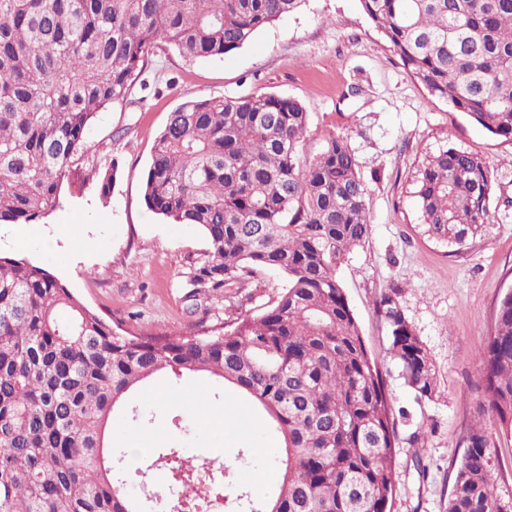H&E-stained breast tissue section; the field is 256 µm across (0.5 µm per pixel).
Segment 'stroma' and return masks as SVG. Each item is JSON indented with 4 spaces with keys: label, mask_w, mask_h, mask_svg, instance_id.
I'll return each mask as SVG.
<instances>
[{
    "label": "stroma",
    "mask_w": 512,
    "mask_h": 512,
    "mask_svg": "<svg viewBox=\"0 0 512 512\" xmlns=\"http://www.w3.org/2000/svg\"><path fill=\"white\" fill-rule=\"evenodd\" d=\"M200 98L266 94L299 101L308 112L305 157L327 138L347 139L366 185L371 233L348 253L339 280L371 360L382 373L394 409L397 450L391 512H448V498L464 438L482 423L496 462V489L512 498V436L480 417L478 358L493 327L500 297L512 289V207H497L481 237L452 250L423 235L412 175L423 155L442 142L482 156L497 174L495 197L512 200V142L488 134L466 115L431 98L403 68L359 0H305L259 29L252 40L221 58L187 59L169 46L152 57L136 83L144 105H114L97 113L87 132L94 151L112 155L116 174L107 198L93 189L63 188V204L29 225L25 250L10 231L0 232V254L23 255L66 283L113 326L138 336H190L256 315L286 284L283 274L260 271L232 297L192 301L184 282L193 259L210 245L189 224L150 212L144 175L152 146L186 95ZM70 225L60 235V225ZM397 289L404 315L423 341L436 373L432 399L415 401L390 362L379 296ZM167 400H158L156 388ZM131 406L151 411L140 427L126 413L112 422V445L127 453L129 470L143 469V488H166L168 473L152 465L154 452L175 450L184 466L220 467L211 449L223 445L233 484L255 501L270 497L266 475L275 473L277 449L264 414L239 394L200 376L164 372L134 393ZM224 413L226 431H204L200 418ZM418 443H409L414 431Z\"/></svg>",
    "instance_id": "stroma-1"
}]
</instances>
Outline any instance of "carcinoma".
<instances>
[{
	"mask_svg": "<svg viewBox=\"0 0 512 512\" xmlns=\"http://www.w3.org/2000/svg\"><path fill=\"white\" fill-rule=\"evenodd\" d=\"M305 0H0V224H37L62 206L64 184L110 193L115 169L92 154L97 112L132 103L160 44L186 58L222 57ZM429 96L512 141V0H360ZM295 99L189 97L169 113L144 179L147 208L198 227L210 250L192 263L187 298L221 296L263 270L288 285L230 330L127 336L59 278L0 256V512H143L126 485V453L107 435L114 413L156 373L200 372L269 417L282 479L257 503L236 487L232 512H387L397 434L385 383L366 350L337 271L369 237L356 156L331 136L300 147ZM494 174L443 143L417 169L424 233L460 249L491 218ZM387 351L418 402L436 374L392 288L376 301ZM480 414L512 435V290L479 353ZM448 512H501L488 435L472 427ZM156 462L181 478L158 496L211 506L174 451Z\"/></svg>",
	"mask_w": 512,
	"mask_h": 512,
	"instance_id": "obj_1",
	"label": "carcinoma"
}]
</instances>
